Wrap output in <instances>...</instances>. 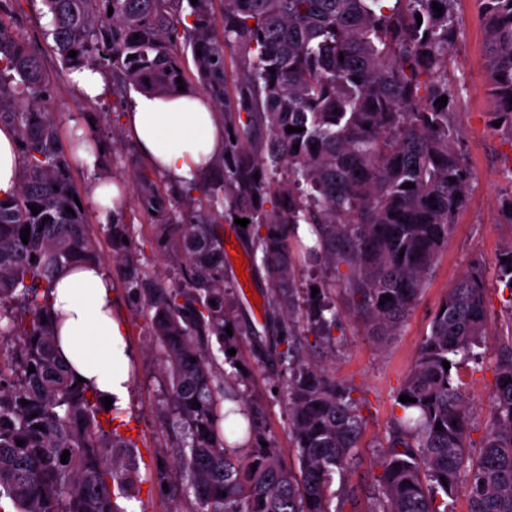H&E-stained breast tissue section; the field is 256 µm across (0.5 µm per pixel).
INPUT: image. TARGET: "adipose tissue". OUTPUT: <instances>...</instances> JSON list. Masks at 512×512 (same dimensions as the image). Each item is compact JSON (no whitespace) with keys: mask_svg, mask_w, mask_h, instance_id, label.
<instances>
[{"mask_svg":"<svg viewBox=\"0 0 512 512\" xmlns=\"http://www.w3.org/2000/svg\"><path fill=\"white\" fill-rule=\"evenodd\" d=\"M128 137L152 168L180 187L195 184L224 152V122L208 97L139 94L124 114ZM21 155L11 127H0V198L18 188ZM112 282L102 266H66L50 301L59 317L57 348L74 375L115 407L126 404L128 350L112 309Z\"/></svg>","mask_w":512,"mask_h":512,"instance_id":"adipose-tissue-1","label":"adipose tissue"}]
</instances>
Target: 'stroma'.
<instances>
[{"instance_id": "35a3bbf8", "label": "stroma", "mask_w": 512, "mask_h": 512, "mask_svg": "<svg viewBox=\"0 0 512 512\" xmlns=\"http://www.w3.org/2000/svg\"><path fill=\"white\" fill-rule=\"evenodd\" d=\"M456 11L457 33L448 49L452 60L448 77L459 88L452 119L461 130L462 151L473 180L467 204L455 218L448 246L428 274L413 312L395 335H371L347 293L340 288L333 297L341 317V326L335 332V347L315 343L310 335L300 339L306 360L335 372L337 380L351 390L360 404L362 431L358 458L334 481L335 488L357 491V512H365V494L381 472L395 396L430 332V321L438 303L470 265L479 263L485 268L489 322L488 333L479 347L483 357L479 372L463 373L475 426L471 453L479 451L477 443L489 413L494 369L507 337L512 335V302L498 280L496 266L499 253L512 246V223L502 215L503 202L512 196V182L507 179V172L512 169V140L490 126L492 102L484 63L485 31L479 0H457ZM14 20L53 80L50 108L59 124L62 141H69L72 128L79 123L92 120L99 128H106V114L112 109L113 98L105 92L91 99L76 93L52 39L44 35L50 24L42 0H22ZM114 133L118 150L111 158L109 172L122 184L125 196L131 197L136 191L133 173L147 169L148 164L122 128H115ZM124 213L143 262L155 270H165L166 265L153 244V223L135 206L125 207ZM97 240L107 256L104 268L112 279L113 309L126 325L129 344V396L126 407L116 415V428L123 438L134 443L139 470L145 474L154 469L157 461L171 462L178 456L173 431L165 419L163 358L150 341L143 317L127 296L119 264L109 259L111 249L107 238L101 234ZM234 292L242 318L250 321L255 329L254 335L239 339V356L250 367L245 393L263 402L266 437L273 441L286 465L296 466V450L289 432L288 399L281 390L282 381L269 368L255 365L252 358L254 342L273 345L278 341L264 308L253 307L249 300L250 294L263 297L268 293L263 270H251L249 288L238 286Z\"/></svg>"}]
</instances>
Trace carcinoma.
<instances>
[{
    "mask_svg": "<svg viewBox=\"0 0 512 512\" xmlns=\"http://www.w3.org/2000/svg\"><path fill=\"white\" fill-rule=\"evenodd\" d=\"M43 2L46 34L65 69L103 72L121 102L132 89L173 94L183 84L190 92L194 78L224 119V154L196 186L161 190L147 174L134 175L133 202L157 223V245L178 281L165 284L123 242L133 239L124 199L105 225L127 294L163 354L167 410L181 433L179 457L156 466L148 482L172 497L192 493L194 512H345L356 491L330 487L357 454L359 405L334 373L306 361L297 342L312 333L336 343L331 295L339 284L324 278L316 297L308 290L300 298L296 267L320 258L336 271L346 266L343 284L374 336L391 335L413 311L472 180L451 122L455 0H220L218 14L215 0ZM480 3L490 117L512 139V0ZM11 4L0 0V125L16 133L21 165L17 191L0 198V343L12 344L11 354L0 353V512H126L117 496L132 498L128 488L139 481L124 462L131 444L103 429L99 396L58 359L50 304L59 268L103 257L86 207L75 203L83 196L47 105L49 77L6 19ZM444 95L447 105H434ZM100 143L110 153L94 128L71 131L74 154ZM279 171L282 184L274 180ZM227 216L250 220L239 236L267 276L269 319L283 322L286 348L257 346L252 356L285 365L297 470L283 465L262 432L264 406L238 391L248 373L228 350L253 328L227 289L218 232ZM300 224L311 226L316 245L298 241ZM502 256L499 282L512 293V248ZM485 291L474 267L437 306L399 390L417 402L395 399L400 414L392 415L369 512H449L463 481L468 512H512V342L496 363L474 456L467 452L472 411L454 376L477 360L474 347L487 333ZM214 341L232 372L218 363ZM174 469L185 481L180 489Z\"/></svg>",
    "mask_w": 512,
    "mask_h": 512,
    "instance_id": "cac0c4a2",
    "label": "carcinoma"
}]
</instances>
